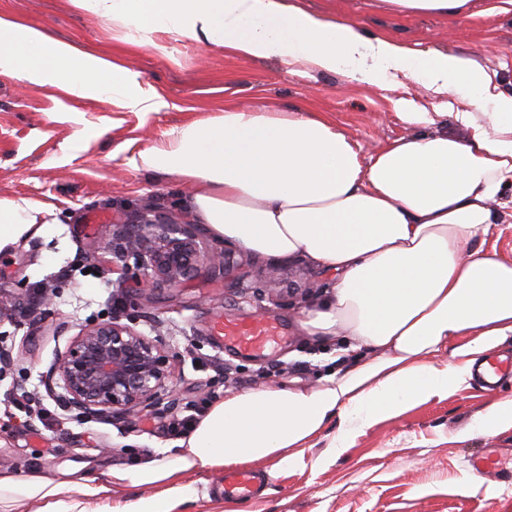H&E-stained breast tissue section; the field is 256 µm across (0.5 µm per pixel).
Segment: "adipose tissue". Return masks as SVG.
<instances>
[{
  "mask_svg": "<svg viewBox=\"0 0 512 512\" xmlns=\"http://www.w3.org/2000/svg\"><path fill=\"white\" fill-rule=\"evenodd\" d=\"M157 50L169 41L274 59L358 83L406 79L444 96L467 90L468 130L438 131V112L400 119L417 134L370 156L328 117L257 104L169 129L138 165L190 188L189 209L214 238L283 261L303 257L333 275V292L304 312L303 329L341 342L351 361L311 388L290 384L230 392L209 405L173 454L64 479L0 471V512H90L85 498L116 487L150 494L126 512H172L191 496L186 474L257 460L290 464L295 449L341 420L334 451L407 404L454 390L473 364L512 338V260L485 249L512 223V96L497 92L472 59L436 48L417 56L366 37L354 18L305 10L294 0H76ZM0 76L50 85L70 100L98 99L116 112L162 107L139 72L0 15ZM50 202L0 200V251L53 215ZM450 352L439 368L430 355ZM80 500H69L70 492Z\"/></svg>",
  "mask_w": 512,
  "mask_h": 512,
  "instance_id": "1",
  "label": "adipose tissue"
}]
</instances>
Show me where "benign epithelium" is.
<instances>
[{
    "instance_id": "benign-epithelium-1",
    "label": "benign epithelium",
    "mask_w": 512,
    "mask_h": 512,
    "mask_svg": "<svg viewBox=\"0 0 512 512\" xmlns=\"http://www.w3.org/2000/svg\"><path fill=\"white\" fill-rule=\"evenodd\" d=\"M120 253L137 260L148 281L176 286L206 265L229 272L235 252L205 251L190 224L141 217L119 235ZM181 359L161 336L150 338L114 317L88 325L42 372L48 396L88 419L131 416L171 399Z\"/></svg>"
}]
</instances>
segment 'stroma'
Returning a JSON list of instances; mask_svg holds the SVG:
<instances>
[{
	"label": "stroma",
	"mask_w": 512,
	"mask_h": 512,
	"mask_svg": "<svg viewBox=\"0 0 512 512\" xmlns=\"http://www.w3.org/2000/svg\"><path fill=\"white\" fill-rule=\"evenodd\" d=\"M311 9L360 20L371 36H387L414 51L438 48L472 58L498 91L512 94V14L486 12L489 0L457 16L404 17L376 0H302ZM0 13L44 30L94 54L115 57L156 86L167 105L141 116L121 113L113 125L110 107L77 101L85 123L98 134L68 158L60 146L75 125L56 109L50 86L19 87L0 77V199L25 197L54 203L51 224L36 225L0 251V350L12 364L0 365V470L52 476L69 469L95 474L108 467L162 458L177 448L169 425L186 403L256 386L292 383L311 387L349 362L334 343L307 335L300 321L332 280L304 258L288 260L290 282L271 286L267 259L237 251L239 265L225 274L201 266L177 286L145 282L125 268L115 245L123 225L141 215L193 223L188 188L155 171L133 169L132 152L151 147L172 127L223 113L225 106L265 103L288 112L308 108L328 114L370 156L387 142L411 135L397 103L413 101L420 112L451 111L442 131L466 137L456 120L470 111L459 91L433 96L407 81L369 85L339 73H290L274 60H254L226 49L189 41L166 51L137 48L111 22L77 6L75 0H0ZM132 152H117L125 140ZM107 214L108 223L86 229L88 213ZM52 301L37 304L35 290ZM246 319L276 315L288 323L285 336L255 359L221 351L207 332L214 316ZM132 319L146 336H162L182 359L176 401L115 419L86 420L59 410L40 383V374L84 325L111 317ZM24 385L36 402L22 413L4 402ZM512 398V381L495 391L467 377L451 392L408 406L354 435L347 448L332 446L340 422L291 466L259 461L264 490L253 499L232 500L216 492L223 471L200 470L187 477L191 499L173 512H512V480L480 477L467 468L470 456L488 448L512 450V427L494 433L475 428L495 402Z\"/></svg>",
	"instance_id": "stroma-1"
}]
</instances>
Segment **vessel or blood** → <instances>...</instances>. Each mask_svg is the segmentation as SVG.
<instances>
[{
    "mask_svg": "<svg viewBox=\"0 0 512 512\" xmlns=\"http://www.w3.org/2000/svg\"><path fill=\"white\" fill-rule=\"evenodd\" d=\"M286 326L274 315L260 320H238L224 317L214 318L209 326V333L216 342L245 357L259 356L266 346L284 335ZM488 390H495L507 377L512 376V358L492 356L475 370ZM507 457L480 455L470 457V468L480 476H497L507 466ZM263 474L258 469L233 470L225 472L218 489L230 498L246 499L260 494Z\"/></svg>",
    "mask_w": 512,
    "mask_h": 512,
    "instance_id": "b4317fda",
    "label": "vessel or blood"
}]
</instances>
